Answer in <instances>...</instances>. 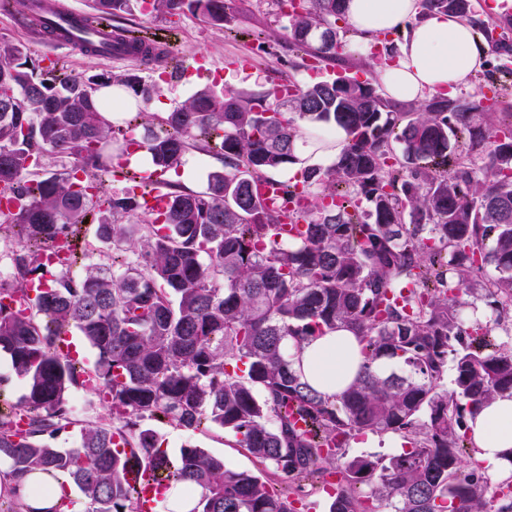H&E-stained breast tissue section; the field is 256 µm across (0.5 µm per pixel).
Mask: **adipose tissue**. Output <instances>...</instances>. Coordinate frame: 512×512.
Instances as JSON below:
<instances>
[{
  "label": "adipose tissue",
  "instance_id": "1",
  "mask_svg": "<svg viewBox=\"0 0 512 512\" xmlns=\"http://www.w3.org/2000/svg\"><path fill=\"white\" fill-rule=\"evenodd\" d=\"M344 16L362 44L397 30L402 34L394 61L380 62L377 73L386 97L395 103L454 94L469 88L485 61L468 21L444 12H422L420 0H345ZM362 358L358 339L339 330L306 341L294 367L325 395L350 383ZM477 456L498 473L512 471V398L500 397L469 420Z\"/></svg>",
  "mask_w": 512,
  "mask_h": 512
}]
</instances>
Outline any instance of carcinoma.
<instances>
[{"mask_svg": "<svg viewBox=\"0 0 512 512\" xmlns=\"http://www.w3.org/2000/svg\"><path fill=\"white\" fill-rule=\"evenodd\" d=\"M344 0H268L286 20L293 50L338 61L348 47ZM158 17L187 16L227 26L234 0H92L93 16L143 4ZM425 12L467 20L489 45L508 46L512 18L491 24L474 0H422ZM501 33H496V29ZM30 48L0 40V194L19 202L0 213L17 237V274L0 285V352L24 385L22 404H0V464L36 473L34 507L1 497L0 512H70L63 495L44 505L50 481L78 490L83 512H141L126 473L183 485L191 512H301L267 472L292 483L329 485L328 512H512V482L493 484L478 460L469 418L512 395V66H494V102L437 95L393 105L378 85L341 75L262 92L211 86L164 116L108 118L126 101L99 99L117 85L149 103L158 87L132 75L79 80L58 64L32 67ZM342 130L331 165L300 156L301 127ZM134 131L155 169L179 167L196 148L221 158L205 188L165 193L153 215L142 197H106L97 185L128 155ZM54 156L64 171L42 173ZM297 166L280 182L288 220L256 192L269 173ZM112 244V265L69 266L30 296L44 253L82 225ZM492 268L494 273L487 272ZM491 308L481 321L462 297ZM352 331L364 358L354 381L325 396L292 368L300 345ZM77 331L96 349L91 390L108 413L82 421L68 393L88 381L58 349ZM453 371V388L442 381ZM187 430L204 423L234 434L263 469L231 468L188 444L177 459L152 422ZM79 429L72 448L58 436ZM397 434L388 458L350 455L359 435Z\"/></svg>", "mask_w": 512, "mask_h": 512, "instance_id": "1", "label": "carcinoma"}]
</instances>
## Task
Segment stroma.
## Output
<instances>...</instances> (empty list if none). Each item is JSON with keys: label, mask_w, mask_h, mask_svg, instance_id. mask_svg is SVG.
<instances>
[{"label": "stroma", "mask_w": 512, "mask_h": 512, "mask_svg": "<svg viewBox=\"0 0 512 512\" xmlns=\"http://www.w3.org/2000/svg\"><path fill=\"white\" fill-rule=\"evenodd\" d=\"M237 21L224 28L192 16L157 18L136 11L113 19L122 29L149 28L164 37L162 46L181 62L183 69L205 63L212 74L211 82L227 90L264 91L289 78L297 83L334 77L335 64H312L288 45L281 23L276 22L267 0H235ZM15 40L28 45L33 61L51 58L64 65L68 73L88 80L100 76L134 75L157 84L158 92L151 101L155 112L165 113L189 99L201 88V81L178 78L166 80L164 68L141 60L106 59L101 56L59 47L19 19L0 14V39ZM248 59V72H239L236 63ZM222 161L213 154L190 150L182 166L168 171V182L189 190L205 186L209 173L222 168ZM162 446L170 456H178L186 444H194L222 458L227 466L254 469L255 463L239 448L231 432L210 425L187 431L169 423L160 424Z\"/></svg>", "instance_id": "35a3bbf8"}]
</instances>
